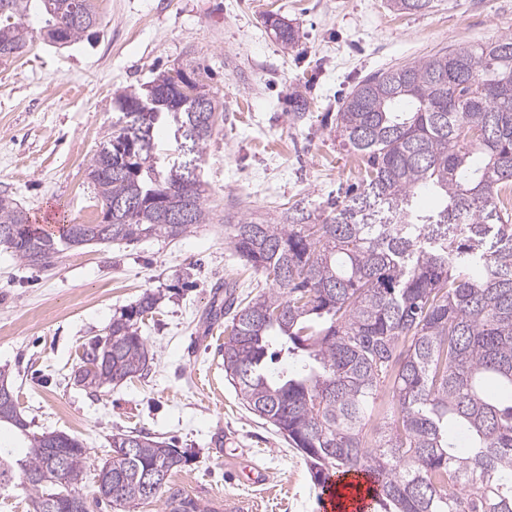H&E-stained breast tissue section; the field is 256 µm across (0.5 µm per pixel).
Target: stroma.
Segmentation results:
<instances>
[{"instance_id":"stroma-1","label":"stroma","mask_w":512,"mask_h":512,"mask_svg":"<svg viewBox=\"0 0 512 512\" xmlns=\"http://www.w3.org/2000/svg\"><path fill=\"white\" fill-rule=\"evenodd\" d=\"M100 23L78 41H48L49 17L31 0V41L0 63V193L29 217L100 222L90 158L118 118L117 94L160 73L203 64L218 103L198 175L210 215L175 240L93 244L50 266H25L0 247V370L32 430L63 432L87 449V479L111 452L113 434L137 429L186 452L173 482L207 501L236 495L252 512H319L301 453L248 411L224 376V326L205 313L217 284L242 295L270 283L245 270L224 238V209L257 217L305 200L322 206L355 181L360 155L343 148L336 111L364 76L512 29V0H436L399 13L387 0H95ZM275 14L296 33L277 40ZM311 103L304 121L290 101ZM164 298L141 323L153 354L145 378L92 393L75 384L84 345L114 314L148 292ZM256 463L265 484L247 481Z\"/></svg>"}]
</instances>
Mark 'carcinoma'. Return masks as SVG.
<instances>
[{
    "label": "carcinoma",
    "mask_w": 512,
    "mask_h": 512,
    "mask_svg": "<svg viewBox=\"0 0 512 512\" xmlns=\"http://www.w3.org/2000/svg\"><path fill=\"white\" fill-rule=\"evenodd\" d=\"M29 0H0V61L23 53L20 18ZM401 12L434 0H389ZM285 45L286 22L269 23ZM154 97L152 111L126 102ZM115 131L89 160L102 208L130 204L97 224H66L43 235L8 194H0V246L37 266L92 243L174 240L209 221L204 191L173 220L164 204L198 166L214 126L194 101L158 75L119 94ZM134 142L131 159L117 145ZM174 128L185 161L156 156V133ZM340 145L365 159L346 200L311 207L299 200L274 218L224 217V238L272 288L243 302L224 282V372L244 405L299 450L315 483L333 470L373 481L378 512H512V30L361 80L336 112ZM429 194L430 208L418 198ZM383 204L396 224H374ZM161 296L146 293L88 342L75 383L98 392L140 378L149 349L139 323ZM284 354L276 374L266 360ZM28 440L22 458L0 450V486L19 474L33 512H68L85 478L87 449L64 433L29 434L13 390L0 394V423ZM66 449L57 469L51 450ZM99 466L110 480L96 500L137 512L188 458L140 430L112 436ZM153 478L156 489L146 493Z\"/></svg>",
    "instance_id": "carcinoma-1"
}]
</instances>
